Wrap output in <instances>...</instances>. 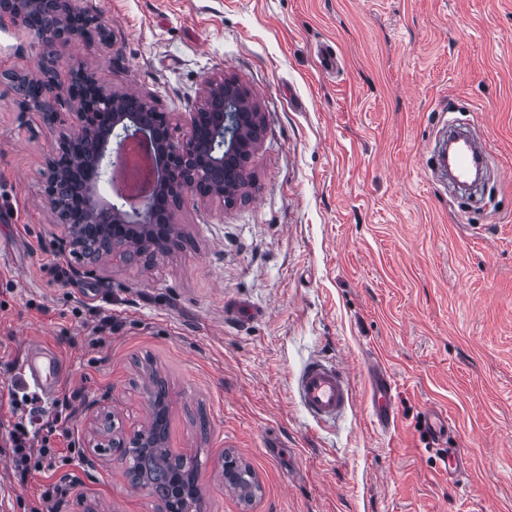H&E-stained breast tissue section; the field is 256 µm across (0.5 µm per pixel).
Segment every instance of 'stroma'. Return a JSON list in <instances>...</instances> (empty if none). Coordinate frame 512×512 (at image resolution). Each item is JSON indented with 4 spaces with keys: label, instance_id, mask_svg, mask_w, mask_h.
<instances>
[{
    "label": "stroma",
    "instance_id": "stroma-1",
    "mask_svg": "<svg viewBox=\"0 0 512 512\" xmlns=\"http://www.w3.org/2000/svg\"><path fill=\"white\" fill-rule=\"evenodd\" d=\"M77 5L112 44L73 41L60 82L87 69L181 118L221 72L250 91L264 135L244 200L185 196L179 250L84 274L40 196L54 134L7 79L36 70L40 46L0 19V446L12 396L33 392L26 346L70 362L39 402L70 437L54 469L24 480L0 456V512H28L54 484L56 512H158L91 444L92 409L124 433L146 425L153 373L169 390L167 448L201 463L202 512H512V0ZM326 48L336 72L319 67ZM443 118L485 133V207L434 174ZM315 358L355 393L331 424L296 393ZM376 364L397 386L388 432L373 423ZM431 410L448 417L437 445ZM228 454L254 472L252 501L225 485Z\"/></svg>",
    "mask_w": 512,
    "mask_h": 512
}]
</instances>
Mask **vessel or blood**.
I'll use <instances>...</instances> for the list:
<instances>
[{"label":"vessel or blood","mask_w":512,"mask_h":512,"mask_svg":"<svg viewBox=\"0 0 512 512\" xmlns=\"http://www.w3.org/2000/svg\"><path fill=\"white\" fill-rule=\"evenodd\" d=\"M441 167L448 170L452 186H465L475 170L488 163V153L483 144L471 133L464 132L454 139L452 154H439ZM28 384L43 396H52L55 387L67 369L64 358L41 344H30L20 362ZM395 383L386 374H379L373 388L374 423L386 429L393 415ZM296 389L304 410L314 419L331 421L342 416L352 401L350 378L338 364L316 359L307 363L296 380Z\"/></svg>","instance_id":"obj_1"}]
</instances>
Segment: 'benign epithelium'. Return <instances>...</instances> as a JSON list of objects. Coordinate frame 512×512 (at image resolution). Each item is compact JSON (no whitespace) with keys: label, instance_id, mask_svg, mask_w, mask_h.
I'll return each instance as SVG.
<instances>
[{"label":"benign epithelium","instance_id":"obj_1","mask_svg":"<svg viewBox=\"0 0 512 512\" xmlns=\"http://www.w3.org/2000/svg\"><path fill=\"white\" fill-rule=\"evenodd\" d=\"M7 13L21 24L31 15L45 20L44 26L34 29L45 65L37 75L12 74L6 79L39 83L38 100L25 106L54 125L60 117L51 97L57 86L56 66L85 29H101L104 24L89 16L74 23V0H13ZM131 97L128 92L105 90L82 69L70 73L65 98L69 123L60 131L43 171L40 195L54 224L64 230L61 248L75 256L87 274L117 259L129 264L171 252L180 238L177 211L185 195L222 200L241 195L250 185L246 170L225 181L214 178L231 157L248 163L261 138L262 114L236 80L219 73L203 82L198 106L189 113L180 137L172 114L154 110L145 95L140 96L144 111H126ZM130 142L157 149V192L133 208L120 195L108 201L100 194L101 184L112 181V170ZM93 422L94 448L122 453L150 442L145 427L116 437L104 428L102 413L93 415ZM160 503V512H187L184 494L172 492L160 497Z\"/></svg>","mask_w":512,"mask_h":512}]
</instances>
